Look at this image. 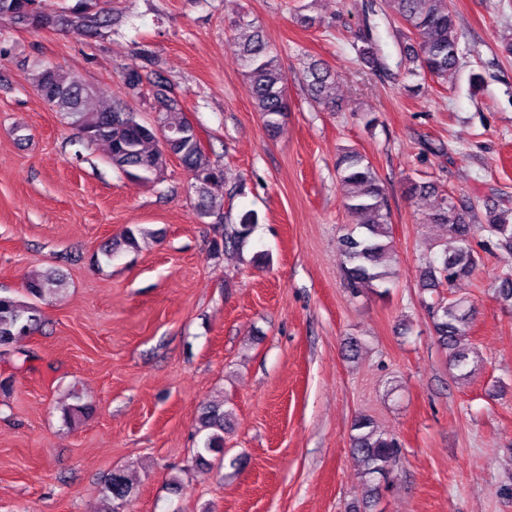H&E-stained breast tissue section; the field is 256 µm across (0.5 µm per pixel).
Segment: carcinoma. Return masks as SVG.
I'll use <instances>...</instances> for the list:
<instances>
[{"label": "carcinoma", "mask_w": 512, "mask_h": 512, "mask_svg": "<svg viewBox=\"0 0 512 512\" xmlns=\"http://www.w3.org/2000/svg\"><path fill=\"white\" fill-rule=\"evenodd\" d=\"M31 0H0V15L10 17L16 24H26V4ZM386 8L399 19L417 39L416 44L404 47V61L412 76L428 75L445 80L448 73L460 64L459 39L456 31L455 12L451 0H384ZM83 15L75 32L97 34L119 22L111 10L97 7L89 0H77L69 7L55 10L60 18L71 14ZM235 26L251 28V33L234 41L237 55L244 67V75L252 86L253 109L265 129H279L288 112L287 76L277 53L270 43L252 24L238 20ZM306 87L313 101L327 110L339 109L338 101L330 92L334 74L325 64L314 61L307 66ZM32 82L50 107L63 115L73 125L81 139L88 144L103 143L108 148L112 167L129 179L149 183L155 170L160 167V140L165 135L178 155L181 165L187 169L198 189L196 205L199 219L220 214L221 205L209 198L211 184L224 181V167L211 160L209 153L190 133V121L179 102L174 86L155 81V98L159 108L158 129L143 120L139 113L131 111L120 101L91 110L89 99L97 90L82 84L61 70L45 67L32 75ZM336 171L343 191V204L360 231L343 234L338 240V254L349 287L359 294L368 290L379 296L388 294L393 272L384 262L392 251V230L385 188L373 164L354 148L341 151L336 161ZM405 190L409 197L434 193L437 187L430 181L406 178ZM257 222L255 213H243L237 224L224 225V237L215 249L238 251L245 242L251 227ZM424 224H439L449 239L455 242L453 249H442L432 261L425 262L420 270L421 287L435 290L472 275L476 257L471 245L476 232L485 233L488 240H496L503 248L512 249V214L507 211H489L485 222L474 224L460 212L453 198L440 195V203L432 212L422 217ZM152 236L142 228H125L120 234L107 240L101 254L107 261L122 251H137L140 241ZM66 280L59 272L49 270L29 276L23 284L24 296L15 293L0 294V355L19 354L20 364L28 361V355L19 343L42 326V314L37 302L58 297L64 291ZM433 335L446 353L455 377L465 379L478 366L479 359L462 344L473 322V306L463 298L439 299L429 306ZM71 402L61 407L62 419L75 423L93 410L82 400L78 392L70 393ZM228 413L224 402L212 403L200 419L198 432L203 434L202 448L197 450L196 461L207 463L205 454L224 453V430ZM350 447L361 462L362 474L368 478L370 489L364 508L375 505L380 482L390 481L399 461L398 441L379 431L373 420L358 416L352 424ZM133 493V483L124 471L117 469L104 481L101 497L103 512H120L121 506Z\"/></svg>", "instance_id": "cac0c4a2"}]
</instances>
